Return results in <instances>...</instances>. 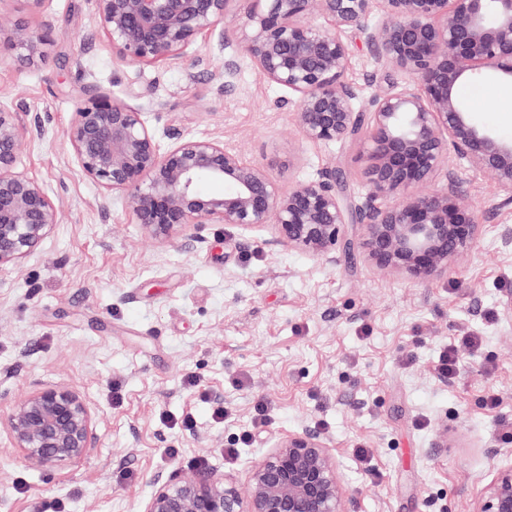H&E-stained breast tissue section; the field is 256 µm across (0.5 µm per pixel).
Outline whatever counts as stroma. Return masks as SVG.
<instances>
[{
    "mask_svg": "<svg viewBox=\"0 0 512 512\" xmlns=\"http://www.w3.org/2000/svg\"><path fill=\"white\" fill-rule=\"evenodd\" d=\"M245 0H234L223 37L198 36L180 59L146 66L120 59L103 36L95 0H52L40 59L0 43V103L39 128L18 168L63 212L40 246L0 268V415L20 394L78 391L95 411V446L81 462L36 468L0 425V512H141L152 477L184 478L197 460L245 483L281 434L310 429L333 448L348 512H473L486 486L512 466L502 421L512 420V210L499 208L495 178L449 155L454 177L483 217L471 254L426 282L379 271L349 225L338 265L273 244L272 229L205 225L202 237L162 242L135 224L125 199L83 172L66 131L88 92L123 101L156 131L219 138L282 188L328 167L348 195L368 194L365 141L322 143L300 132L288 92L246 54ZM345 80L358 105L406 82L384 66L366 34L344 32ZM506 81L463 87L472 122L512 140ZM456 378L441 379L439 352L460 337ZM496 396V407L485 404ZM272 410L256 426L260 403ZM228 415L216 419L217 406ZM191 417L185 430L175 422ZM249 447L226 461L242 431ZM371 451L370 466L356 457ZM374 468L368 479L366 468Z\"/></svg>",
    "mask_w": 512,
    "mask_h": 512,
    "instance_id": "1",
    "label": "stroma"
}]
</instances>
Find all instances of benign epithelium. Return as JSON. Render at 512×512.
<instances>
[{"instance_id": "obj_1", "label": "benign epithelium", "mask_w": 512, "mask_h": 512, "mask_svg": "<svg viewBox=\"0 0 512 512\" xmlns=\"http://www.w3.org/2000/svg\"><path fill=\"white\" fill-rule=\"evenodd\" d=\"M101 29L119 57L143 65L180 58L203 33L224 39L235 0H95ZM245 49L259 73L288 91L296 122L315 142H353L366 134L369 193L362 205L344 194L336 170L282 189L259 164L218 138L174 136L162 147L142 113L106 95L79 101L67 141L101 190L128 199L132 221L153 238H201L206 224L273 229L275 244L336 264L347 226L363 227L362 248L385 272L425 281L448 273L474 248L482 216L453 177L431 195L453 148L470 167L492 173L512 204V141L480 129L460 87L512 79V0H249ZM318 13L328 30L306 22ZM380 14L367 33L379 60L410 82L375 96L364 110L344 80L342 32ZM8 40L28 60L41 57L46 32L16 24ZM30 128L0 107V267L41 244L61 210L17 169ZM96 415L83 396L52 386L21 395L7 418L11 447L33 466L59 468L90 454ZM141 512H348L336 457L317 432L288 433L250 469L244 487L216 470L175 480L153 477ZM475 512H512V467L487 486Z\"/></svg>"}]
</instances>
